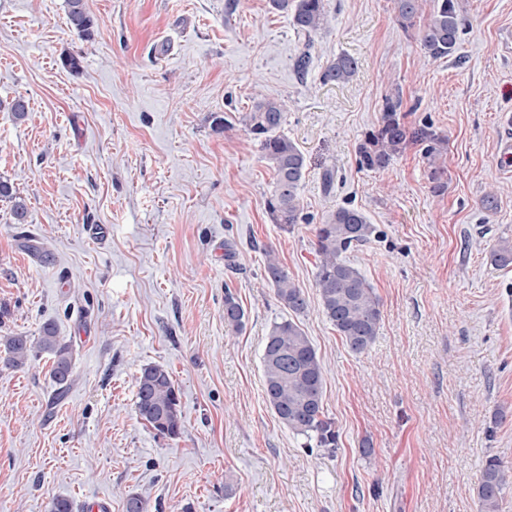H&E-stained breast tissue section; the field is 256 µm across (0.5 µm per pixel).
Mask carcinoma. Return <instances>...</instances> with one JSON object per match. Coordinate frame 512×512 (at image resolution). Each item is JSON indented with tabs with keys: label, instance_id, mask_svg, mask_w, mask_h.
<instances>
[{
	"label": "carcinoma",
	"instance_id": "cac0c4a2",
	"mask_svg": "<svg viewBox=\"0 0 512 512\" xmlns=\"http://www.w3.org/2000/svg\"><path fill=\"white\" fill-rule=\"evenodd\" d=\"M429 14H422L421 0H393L396 19L408 29L422 23L419 44L425 57L436 62L450 58L466 33V19L457 0H432ZM272 10L291 17L297 31L311 37L332 20L327 0H270ZM69 27L85 39L92 38L94 21L84 0H67ZM355 58L340 54L321 72L324 83H346L355 74ZM400 96L385 98L378 128L365 135L359 147V166L374 171L388 168L408 145H417L430 168L431 189L445 188L444 168L438 164L447 138L429 123L414 127L400 116ZM285 122V103L270 96H260L242 123L259 142L262 159L273 172V182L266 198V209L274 223L285 231L302 219L300 187L306 160L298 145L281 132ZM0 200L12 203L13 218L26 220L25 201L18 196L14 183L0 176ZM374 225L358 210L338 207L316 227L315 284L322 314L336 328L351 352L362 354L374 342L382 320L380 303L372 286L343 255L368 243ZM492 262L501 268L512 267V240L501 239L491 250ZM264 273L275 289L278 300L294 314H302L307 301L301 288L289 277L274 251L266 252ZM246 311L230 290L224 291V324L237 333L244 327ZM49 355L51 377L63 387L73 372L71 344L58 336L55 326L41 328L37 344L25 336H10L5 343V364L19 367L31 356L33 348ZM262 367L265 399L278 419L293 433L301 435L317 448L333 450L337 445L336 426L323 407V368L317 352L303 329L286 319L273 325L265 338ZM135 410L138 418L170 439L182 433L180 400L168 370L161 365H147L137 378ZM507 489L506 475L496 457L486 460L477 488L479 512H502Z\"/></svg>",
	"mask_w": 512,
	"mask_h": 512
}]
</instances>
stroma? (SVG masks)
<instances>
[{"label":"stroma","mask_w":512,"mask_h":512,"mask_svg":"<svg viewBox=\"0 0 512 512\" xmlns=\"http://www.w3.org/2000/svg\"><path fill=\"white\" fill-rule=\"evenodd\" d=\"M457 53L432 62L392 0H329L305 38L269 0H0V359L7 337L53 323L73 348L58 391L47 356L0 363V512H477L488 458L512 474V0H459ZM309 51L306 74L294 62ZM345 53L346 83L322 68ZM79 57V70L64 63ZM286 103L306 158L303 218L274 224L273 173L241 118L257 94ZM447 139V186L419 147L388 168L358 164L386 96ZM29 104L25 119L7 105ZM229 117L224 131L214 116ZM497 191V207L482 200ZM358 209L378 236L347 252L382 322L352 353L321 311L315 227ZM232 242L233 264L224 260ZM274 251L308 307L297 321L324 370L335 450L306 449L264 398L262 354L290 312L264 275ZM247 312L224 324V292ZM167 368L183 428L159 436L135 412L143 367ZM85 0H67L69 27L85 39L93 35L94 21L86 10ZM357 68L355 58L340 54L323 68L320 79L323 83H346L354 76ZM0 200H8L12 203V214L18 224L26 220L27 207L25 201L18 196L14 183L5 177L0 176Z\"/></svg>","instance_id":"obj_1"}]
</instances>
